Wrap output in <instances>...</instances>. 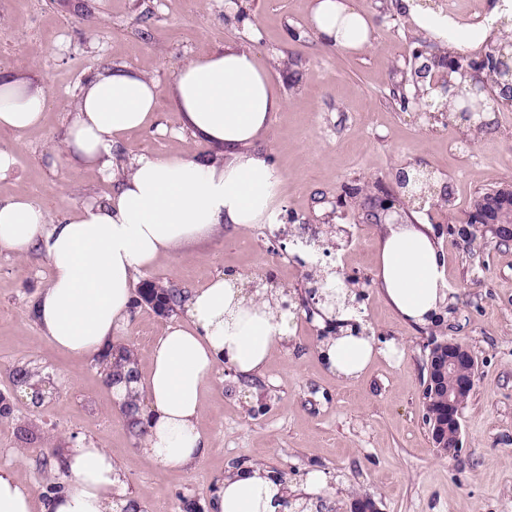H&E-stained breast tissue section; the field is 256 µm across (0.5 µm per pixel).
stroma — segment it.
I'll list each match as a JSON object with an SVG mask.
<instances>
[{"mask_svg":"<svg viewBox=\"0 0 512 512\" xmlns=\"http://www.w3.org/2000/svg\"><path fill=\"white\" fill-rule=\"evenodd\" d=\"M225 0H0V67L46 83L51 98L39 127L0 129V146H15V173L0 197L23 194L54 218L114 190L96 170L72 164L63 151L80 87L109 64L129 67L160 89L154 125L127 133L115 159L192 154L221 157L195 140L169 87L186 61L229 43L251 46L287 106L252 144L286 177V210L273 224L225 227L163 258L151 278L185 290L226 271L245 282L272 277L293 300L304 295L306 267L294 236L318 232L319 269L340 268L363 283V324L395 358H376L359 381L329 373L318 355L319 329L304 309L293 313L287 341L259 374L217 370L205 394L202 459L187 469L145 458L93 357L55 347L32 313L50 271L39 256L0 254V393L13 397L0 417V465L18 464L20 480L44 492L55 476L38 462L41 449L75 441L110 449L128 488L146 512H182L183 500L208 508L213 491L237 463L281 474L290 493L319 473L328 512H349L353 494L370 496L379 512H512V242L491 233L473 240L449 235L465 224L478 192L512 183V106L494 103L492 124L470 129L455 118L429 121L423 107L401 110L393 87L417 32L396 0H356L374 26L361 53L326 48L315 39L310 0H245L228 13ZM251 26H244V19ZM437 176L446 199L402 194L401 168ZM355 186L363 193L349 197ZM398 196L402 218L438 228L452 299L441 327L405 321L374 279L383 224L366 221V195ZM183 313L136 309L118 341L147 368L154 342ZM456 338L477 361L474 390L461 414L464 447L454 457L433 447L422 420L423 355L430 338ZM42 382L35 402L13 383L17 367Z\"/></svg>","mask_w":512,"mask_h":512,"instance_id":"1","label":"stroma"}]
</instances>
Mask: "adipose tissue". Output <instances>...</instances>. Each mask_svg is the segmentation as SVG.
I'll list each match as a JSON object with an SVG mask.
<instances>
[{
  "label": "adipose tissue",
  "mask_w": 512,
  "mask_h": 512,
  "mask_svg": "<svg viewBox=\"0 0 512 512\" xmlns=\"http://www.w3.org/2000/svg\"><path fill=\"white\" fill-rule=\"evenodd\" d=\"M401 4L420 31L448 49L484 45L494 23L512 20V0H494L477 24L419 0ZM310 22L317 41L329 48L358 53L373 42L370 19L355 0H312ZM159 94L155 81L123 66L82 85L65 151L116 183L105 202L57 221L27 196L0 199V253H44L50 279L32 304L33 315L57 348L77 356L97 354L121 335L136 277L161 258L228 225L271 223L282 205L283 172L250 149L285 105L255 50L230 46L192 58L174 75V107L195 137L223 148V160L143 155L129 169L116 167L115 144L152 122ZM48 105L46 88L0 70V128L32 129ZM376 278L392 307L413 324H432L450 303L444 256L423 225L387 221ZM241 280L228 271L195 289L183 322L168 326L150 350L148 374L138 384L147 402L141 451L159 464L188 467L202 458L199 417L211 375L222 367L243 375L262 371L287 335L288 314L273 294H245ZM391 353L347 331L319 344L328 369L351 381L374 357ZM55 465L62 486L40 502L14 466H0V512H125L133 500L108 449L79 442ZM283 501L273 472L244 466L219 485L210 512H284Z\"/></svg>",
  "instance_id": "1"
}]
</instances>
